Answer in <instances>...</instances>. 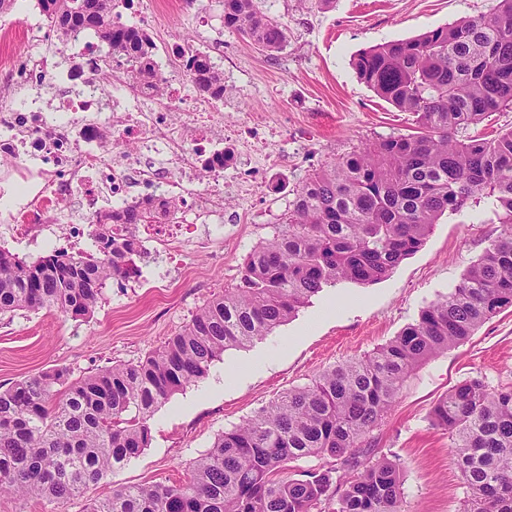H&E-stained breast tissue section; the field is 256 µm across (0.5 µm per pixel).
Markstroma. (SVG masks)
Here are the masks:
<instances>
[{
    "mask_svg": "<svg viewBox=\"0 0 512 512\" xmlns=\"http://www.w3.org/2000/svg\"><path fill=\"white\" fill-rule=\"evenodd\" d=\"M493 5L494 0H259L260 9L287 28L288 43L274 55L225 29L224 0H180L176 12L161 13L156 45L188 40L233 71L247 92L225 106V118L272 116L285 131L278 143L284 164L255 203L256 223L228 221L223 239L205 249L190 247L175 274H167L163 256L154 252L141 260L137 285L111 282L89 319L45 309L0 317V385L53 367L79 376L144 360L213 295L237 284L244 257L287 217L303 180L367 143L409 132L411 115L358 79L354 57L377 44L480 16ZM37 13L35 0H15L0 14V40L9 44L1 61L13 67L27 62L17 32L23 19ZM491 217L483 206L442 217L423 247L386 278L324 288L268 336L225 351L204 380L157 408L151 444L139 457L105 475L85 499L64 505L62 512H81L85 500L121 486L185 480L219 434L288 389L389 342L430 302L448 294L496 239L501 226ZM230 364L240 366L241 376L228 385L224 368ZM469 377L494 388L512 385V308L416 369L374 429L375 454L395 460L402 471L404 512H458L466 496L450 441L432 426L429 411Z\"/></svg>",
    "mask_w": 512,
    "mask_h": 512,
    "instance_id": "obj_1",
    "label": "stroma"
}]
</instances>
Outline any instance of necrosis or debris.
Here are the masks:
<instances>
[{
    "label": "necrosis or debris",
    "mask_w": 512,
    "mask_h": 512,
    "mask_svg": "<svg viewBox=\"0 0 512 512\" xmlns=\"http://www.w3.org/2000/svg\"><path fill=\"white\" fill-rule=\"evenodd\" d=\"M31 34L32 61L11 76L24 93L0 103V157L24 164L33 188L30 200L0 221L9 232L32 239L42 232L60 235L75 250L86 235L87 220L100 212L101 199L111 198L117 206L163 198L177 203L181 220L142 224L138 231L148 242L164 246L169 264L177 269L185 245L211 242L207 222L223 212L226 193L240 202L239 223L253 222L252 204L264 184L250 173L281 168L275 144L282 132L260 119L225 120L212 98L194 92L183 66L187 44L164 48L169 64L158 86H139L130 97H108L87 75L101 57L91 33L68 36L62 47L75 52L80 64L59 70L46 62L62 47L42 25H32ZM48 88L58 91L50 101L44 98ZM159 100L166 109L156 108ZM171 106L182 109V123L170 119ZM107 138L112 141L108 151L103 148ZM135 142L141 152L129 151ZM237 164L247 167V175L226 178ZM51 210L66 213V224H45Z\"/></svg>",
    "instance_id": "1"
}]
</instances>
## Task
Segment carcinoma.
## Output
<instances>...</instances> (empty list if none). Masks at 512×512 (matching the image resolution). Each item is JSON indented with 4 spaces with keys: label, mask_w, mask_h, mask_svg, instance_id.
<instances>
[{
    "label": "carcinoma",
    "mask_w": 512,
    "mask_h": 512,
    "mask_svg": "<svg viewBox=\"0 0 512 512\" xmlns=\"http://www.w3.org/2000/svg\"><path fill=\"white\" fill-rule=\"evenodd\" d=\"M122 0H36L59 41L92 31L103 61L125 60L129 83L158 81L153 44L112 26ZM224 27L269 54L287 29L257 0H224ZM379 98L414 117L390 136L307 177L286 221L245 258L239 283L215 295L144 360L75 377L54 367L0 386V494L57 505L80 497L104 474L150 445L149 421L174 393L205 378L232 347H246L289 321L340 282L369 285L415 254L434 224L486 205L501 231L458 285L377 351L338 365L283 393L218 435L172 484L121 486L82 512H402L401 474L375 456L369 434L411 373L467 341L512 307V129L470 135L487 114L512 107V0L491 12L385 42L353 59ZM202 93L224 99V68L189 63ZM176 220L174 204L134 203L92 217L94 249H64L34 261L0 249V316L54 310L90 316L107 282L137 271L139 224ZM129 225L121 241L112 225ZM448 433L467 488L460 512H512V386L479 377L448 389L431 409ZM325 464L302 477L288 463Z\"/></svg>",
    "instance_id": "obj_1"
}]
</instances>
